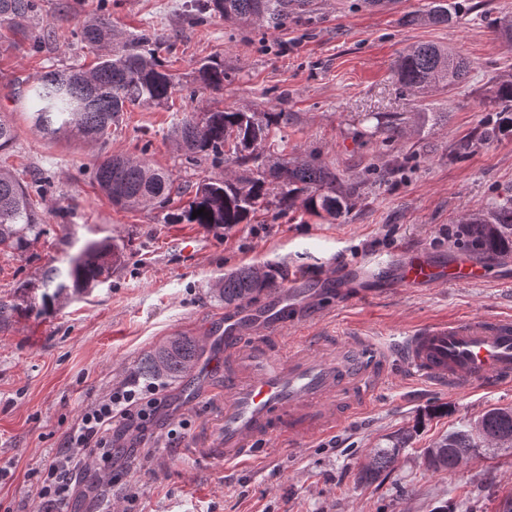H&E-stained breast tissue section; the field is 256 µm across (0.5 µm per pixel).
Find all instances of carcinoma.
Returning a JSON list of instances; mask_svg holds the SVG:
<instances>
[{"instance_id": "1", "label": "carcinoma", "mask_w": 512, "mask_h": 512, "mask_svg": "<svg viewBox=\"0 0 512 512\" xmlns=\"http://www.w3.org/2000/svg\"><path fill=\"white\" fill-rule=\"evenodd\" d=\"M197 12L217 15L242 25L285 28L305 11L308 0H194ZM461 11L458 0H430L427 7L407 16L409 23L448 24ZM40 0H0V28L13 36L28 38L30 28L40 22ZM495 33L512 45V15L494 20ZM78 40L97 51L95 64L88 68L50 70L41 73L26 89L33 103L27 113L31 126L44 137H78L105 148L112 128L130 106H161L176 91L174 77L155 56V35L144 32L126 38L109 19L89 17L76 31ZM469 73L466 58L451 49L420 44L399 56L394 75L411 94H426L431 87H454ZM224 63L210 60L197 70V81L205 88L224 87ZM488 111L481 138L493 139L512 133V76L491 77L485 89ZM375 129L395 139L402 135L400 123L381 113H370ZM288 113L203 106L178 120L173 135L191 161H225L232 150L239 171L221 177H206L181 191L189 195L185 205L169 209L175 180L169 171L145 160L103 154L94 167L93 178L111 203L124 209H161L167 224H201L229 230L249 224L262 210L274 205L281 211L299 206L319 217L337 219L349 213L352 199L367 177L347 179L315 156L297 154L284 158L282 129ZM16 139L14 126L0 117V251L24 255L44 233L42 215L36 208L29 186L7 165ZM204 209V214L192 217ZM465 247L481 254L512 253V197L486 212L467 214L462 219ZM124 262L123 247L112 239L85 243L80 253L64 268H53L43 281L42 306L56 300L66 290L85 293L107 279ZM288 280V268L259 273L254 266H242L224 274L215 284V297L226 305L250 301L263 292H272ZM203 353L199 341L178 335L146 353L135 374L160 380L185 377ZM482 436L512 441V407H492L476 417ZM472 420L442 437L424 453L425 464L434 472H453L463 461L480 457V444L471 433ZM417 426L402 427L371 449L360 465L355 482L369 485L393 468L401 452L410 447Z\"/></svg>"}]
</instances>
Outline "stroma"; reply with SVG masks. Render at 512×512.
<instances>
[{"label": "stroma", "instance_id": "35a3bbf8", "mask_svg": "<svg viewBox=\"0 0 512 512\" xmlns=\"http://www.w3.org/2000/svg\"><path fill=\"white\" fill-rule=\"evenodd\" d=\"M428 0H394L365 7L362 0H312L282 30L240 26L219 17L191 21L189 0H42L45 40L0 33V115L16 130L8 159L25 181L48 175L39 202L44 234L25 256L0 252V300L33 299L42 275L77 255L86 241L113 237L125 245V262L89 293L68 294L46 313H15L0 330V512H44L34 473L88 403L133 377L143 355L166 338L205 339L225 307L211 287L243 265L288 268L299 293L296 313L306 333L333 336L355 326L387 338L420 325L468 316L512 315V288L495 283L434 288H379L367 281L324 286L329 271L368 266L376 256L397 258L416 248L444 258L461 251L462 218L512 196V138L484 141L485 84L512 74V46L498 40L492 23L512 15V0H462L448 25L408 23ZM105 14L120 30L161 36L158 55L182 83L173 109L133 107L106 147L172 172L176 182H197L234 171L188 162L171 131L174 115L192 113L198 101L257 112H285L288 150L316 153L344 176L373 169L345 217L318 218L297 209L269 212L261 222L231 230L167 224L159 210L114 207L93 180L101 149L34 131L22 92L49 69L90 67L94 52L74 31L86 16ZM446 46L468 59L460 86L435 88L425 97L402 93L395 63L409 47ZM223 61V89L198 87L195 72ZM402 119L396 140L371 133L365 116ZM469 141L466 155L455 148ZM192 250H185V243ZM223 372L215 391L190 407L180 402L181 382H168L167 406L136 443L131 467L109 469L83 450L69 512H495L512 491V456L477 458L454 472L427 470L423 449L461 421L485 410L512 406V385L494 391L448 393L421 381L394 380L362 414L329 437L304 448L278 447L253 468H231L197 458L193 447L216 440ZM445 415L426 418L394 468L373 484L355 474L371 448L413 425L430 406ZM182 422L171 438L172 422Z\"/></svg>", "mask_w": 512, "mask_h": 512}]
</instances>
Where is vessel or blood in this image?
<instances>
[{"mask_svg": "<svg viewBox=\"0 0 512 512\" xmlns=\"http://www.w3.org/2000/svg\"><path fill=\"white\" fill-rule=\"evenodd\" d=\"M394 268L405 288L492 281L497 262L460 255L433 260L407 254L401 265L378 261L377 270ZM291 289L274 303L225 313L211 325L200 359L182 387L186 404L208 390L216 368L224 370L222 422L214 447L202 456L224 465L247 466L284 440L300 448L313 438L335 433L347 416L371 404L379 391L408 373L445 391L495 390L512 384V317H470L434 322L403 332L384 344L352 328L335 343H300L273 349L293 319Z\"/></svg>", "mask_w": 512, "mask_h": 512, "instance_id": "1", "label": "vessel or blood"}]
</instances>
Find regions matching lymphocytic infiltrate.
Listing matches in <instances>:
<instances>
[{
  "label": "lymphocytic infiltrate",
  "mask_w": 512,
  "mask_h": 512,
  "mask_svg": "<svg viewBox=\"0 0 512 512\" xmlns=\"http://www.w3.org/2000/svg\"><path fill=\"white\" fill-rule=\"evenodd\" d=\"M165 399L159 384L128 382L87 405L65 438L63 448L47 457L44 477L36 495L53 508L67 512L76 490L79 461L78 448L97 449L104 465L124 461L135 450L126 437L145 434L150 420L164 408Z\"/></svg>",
  "instance_id": "obj_1"
}]
</instances>
